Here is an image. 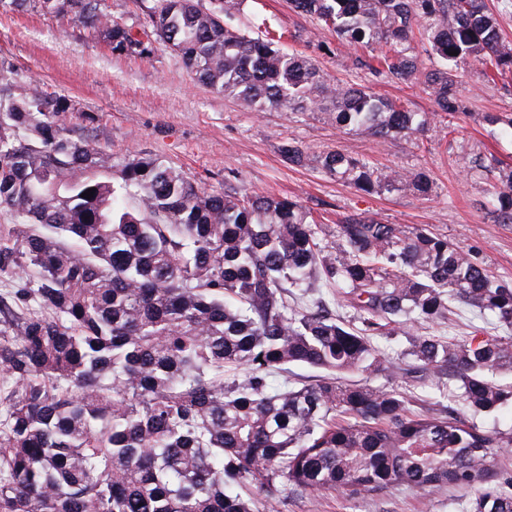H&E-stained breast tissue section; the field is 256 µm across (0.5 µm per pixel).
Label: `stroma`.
I'll return each instance as SVG.
<instances>
[{
  "instance_id": "stroma-1",
  "label": "stroma",
  "mask_w": 512,
  "mask_h": 512,
  "mask_svg": "<svg viewBox=\"0 0 512 512\" xmlns=\"http://www.w3.org/2000/svg\"><path fill=\"white\" fill-rule=\"evenodd\" d=\"M264 23L283 30L282 50L311 58L327 79L371 87L415 112L434 111L422 87L357 66L358 50L338 46L335 35L323 34L322 48H315L309 42L315 20L296 15L289 0H245L236 26L256 36ZM1 59L13 65L17 81L32 77L69 97L76 109L63 115V124L93 131L114 159L148 153L210 190L231 185L297 200L322 224L329 247L336 243V224L353 213L406 230L424 225L471 251L495 276L512 280V224L494 208L503 176L512 171V135L492 121L512 115L511 71L490 81L481 67L460 66L463 110L450 124L434 120L420 134L379 142L339 132L316 112L243 110L194 81L170 49L158 48L147 60L113 53L67 14L0 11ZM291 141L305 148L304 165L284 158L281 148ZM329 150L380 169L428 172L433 188L425 195L409 188L356 190L321 170L316 158ZM487 154L499 159L497 169L475 167V158ZM472 498V491L452 485L426 494L400 486L349 498L328 491L286 493L263 501L260 510L469 512Z\"/></svg>"
}]
</instances>
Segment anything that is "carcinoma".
Wrapping results in <instances>:
<instances>
[{
    "label": "carcinoma",
    "mask_w": 512,
    "mask_h": 512,
    "mask_svg": "<svg viewBox=\"0 0 512 512\" xmlns=\"http://www.w3.org/2000/svg\"><path fill=\"white\" fill-rule=\"evenodd\" d=\"M139 30L106 0H0L68 14L113 52L177 53L194 79L245 109L322 112L346 133L413 136L458 111L457 69H512V46L485 0H290L362 65L418 84L437 111L411 112L368 87L331 82L311 59L230 24L244 0H145ZM441 69L423 67L414 28ZM65 95L22 84L0 61V512H258L253 492L404 486L474 492L470 512H512V478L488 484L512 429L477 418L512 404V282L420 226L363 213L336 225V253L298 202L234 187L208 191L146 153L120 163L60 117ZM321 169L354 188L431 189L427 172L379 170L341 151ZM95 189L93 197L81 194ZM135 202L127 206V200ZM497 201L512 223V171ZM318 288L358 311L344 322ZM468 307L490 316L463 341L419 335L406 377L432 402L340 376L394 374L372 345L410 323L445 324ZM291 366L313 383L274 378Z\"/></svg>",
    "instance_id": "carcinoma-1"
}]
</instances>
